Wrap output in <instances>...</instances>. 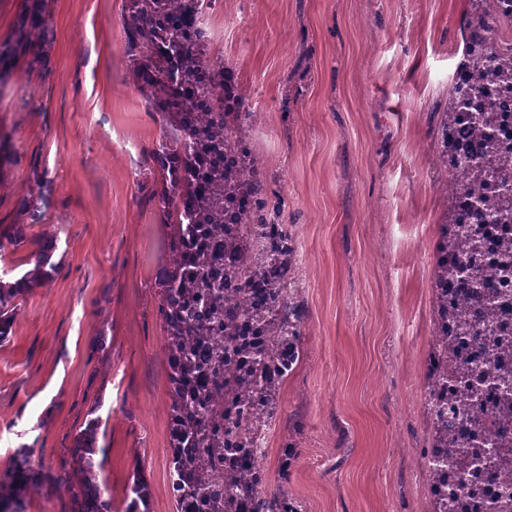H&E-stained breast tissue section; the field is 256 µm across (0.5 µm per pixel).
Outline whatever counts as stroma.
<instances>
[{
  "label": "stroma",
  "mask_w": 512,
  "mask_h": 512,
  "mask_svg": "<svg viewBox=\"0 0 512 512\" xmlns=\"http://www.w3.org/2000/svg\"><path fill=\"white\" fill-rule=\"evenodd\" d=\"M470 0H216L211 60L252 114V156L298 246L304 357L264 438L267 487L303 512H432L421 450L435 334L434 249L448 198L437 114ZM126 0H0V234L24 292L0 343V470L28 447L26 512H73L74 438L101 428V497L134 470L147 512L169 481L161 284L176 262L153 150L171 133L125 51ZM296 436L294 461L283 443ZM54 475L51 483L41 474Z\"/></svg>",
  "instance_id": "1"
}]
</instances>
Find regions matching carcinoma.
Instances as JSON below:
<instances>
[{
    "label": "carcinoma",
    "instance_id": "1",
    "mask_svg": "<svg viewBox=\"0 0 512 512\" xmlns=\"http://www.w3.org/2000/svg\"><path fill=\"white\" fill-rule=\"evenodd\" d=\"M476 11L463 24V57L438 116L436 166L447 189L449 212L436 246L434 313L437 327L427 364L431 415L427 458L451 449L455 470L476 462L489 473L512 472V368L499 366L489 382L448 389L463 369L455 345L470 336L499 360L494 317L497 290L486 284L512 272V237L502 241L505 263L464 272L455 258L481 248L476 230L458 223L459 203L479 214L482 224H512V156L497 148L494 104L485 100L492 84H512V45L496 41V23L512 24L497 0H474ZM212 0H128L124 19L127 49L139 61L149 107L170 118L172 132L155 154L172 163L164 199L171 244L178 259L162 284L160 312L168 334L170 481L176 512H299L295 500L268 492L262 465H238L244 455L262 457L266 427L279 414V393L302 357L303 308L288 292L296 272L295 247L276 223L256 166L237 124L243 97L224 78V67L205 63L208 35L182 22L191 14L204 21ZM224 88L217 105L200 100ZM469 120L471 147L453 155L459 123ZM47 276L42 267L8 285L0 281V342L8 337L24 287ZM454 284L461 299L448 300ZM488 391L497 395L491 412L504 428L492 450L460 439L454 424L483 425L481 406ZM99 420L75 439L72 458L81 474V512H101L97 472L91 455ZM434 512H461L458 495L448 493L441 469L427 471ZM35 472L20 449L0 471V512H25L24 495ZM150 495L136 476L123 512H139Z\"/></svg>",
    "mask_w": 512,
    "mask_h": 512
}]
</instances>
